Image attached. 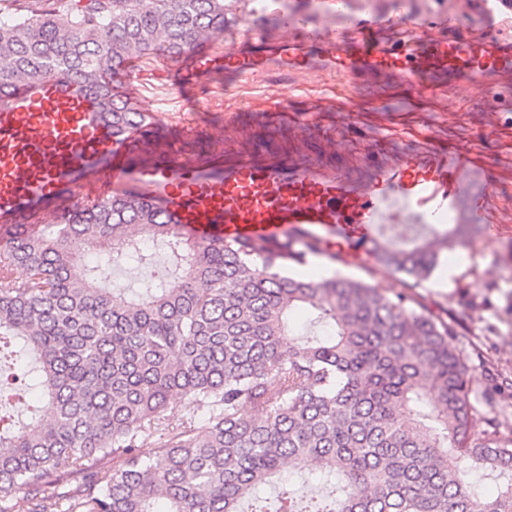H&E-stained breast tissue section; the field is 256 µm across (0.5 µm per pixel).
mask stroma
<instances>
[{
  "mask_svg": "<svg viewBox=\"0 0 512 512\" xmlns=\"http://www.w3.org/2000/svg\"><path fill=\"white\" fill-rule=\"evenodd\" d=\"M302 5L313 11H331L341 27L368 12L405 16L423 7L461 18L471 8L469 0H224V35L232 37L238 18L252 11H264L271 20L276 12H290ZM173 60V55L162 52L140 57L133 85L145 105L166 112L176 123L184 114L167 72ZM194 85L207 94V120L213 124L226 112L252 102H278L297 94L311 102L332 101L341 106L350 94L343 80L317 75L298 77L291 88L276 73L261 79L247 76L236 80L235 91L229 95L206 79H195ZM358 99L364 113L358 135L381 133L380 115L388 112L411 132L432 134L442 146L469 149L485 142L490 156L503 163L501 175L510 190L499 197L500 218L512 226V112L501 110L497 94L451 83L421 98L402 90L367 88L359 91ZM143 249L145 266L112 267L108 283L140 293L151 287L152 271L170 269V255L162 246L148 242ZM448 266L454 269L449 276L444 273ZM322 268L331 276L342 273L371 284L382 281L372 263L350 257L333 261L323 255L312 256L307 265L293 267L289 274L309 279L317 277ZM418 294L443 317L460 318L467 344L477 347L486 361L512 372V234L485 236L473 245L443 253L439 268Z\"/></svg>",
  "mask_w": 512,
  "mask_h": 512,
  "instance_id": "1",
  "label": "stroma"
}]
</instances>
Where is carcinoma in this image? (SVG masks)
Masks as SVG:
<instances>
[{
    "mask_svg": "<svg viewBox=\"0 0 512 512\" xmlns=\"http://www.w3.org/2000/svg\"><path fill=\"white\" fill-rule=\"evenodd\" d=\"M224 32V0H78L60 14L0 20V87L56 75L100 95L121 132L143 113L107 92L125 60L190 50ZM481 224L429 239L371 246L373 285L287 277L312 244H199L146 204L107 200L38 235L16 230L0 257V340L19 338L36 366L46 422L17 430L0 417V512H300L254 495L285 465L336 473V499L311 512H512V478L478 499L474 467L512 475V414L482 413L458 323L417 302L440 254L470 244ZM144 240L184 264L142 300L74 273L80 248L106 262ZM316 313L325 334L289 337L290 315ZM486 390L512 393V373L488 368ZM197 413L173 427L166 412ZM83 473L76 495L57 492Z\"/></svg>",
    "mask_w": 512,
    "mask_h": 512,
    "instance_id": "cac0c4a2",
    "label": "carcinoma"
}]
</instances>
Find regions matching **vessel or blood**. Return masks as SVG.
Segmentation results:
<instances>
[{
    "label": "vessel or blood",
    "instance_id": "obj_1",
    "mask_svg": "<svg viewBox=\"0 0 512 512\" xmlns=\"http://www.w3.org/2000/svg\"><path fill=\"white\" fill-rule=\"evenodd\" d=\"M482 20L460 27L415 16L398 27H335L330 15L278 22L242 17L233 40L182 55L176 72L228 81L277 68L284 77L333 73L351 93L397 82L414 94L442 82L499 91L512 109V31ZM116 132L101 100L60 76L0 88V252L9 232H37L75 207L115 197L146 203L201 243L266 241L335 246L369 255L396 233L428 238L436 224L494 215L497 168L487 151L413 137L402 147L346 139L319 108L289 98L278 112H228L213 126L156 110ZM259 130L234 137L244 123Z\"/></svg>",
    "mask_w": 512,
    "mask_h": 512
}]
</instances>
